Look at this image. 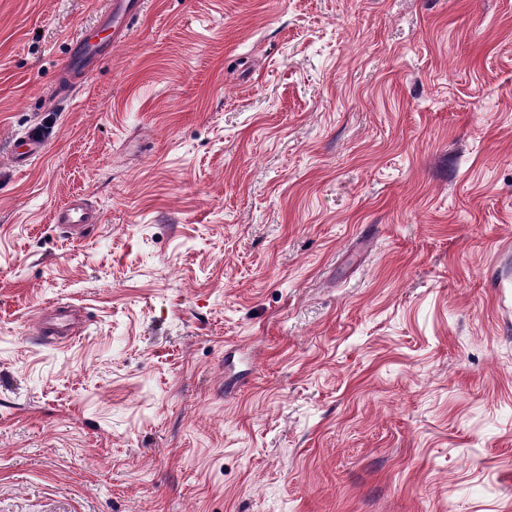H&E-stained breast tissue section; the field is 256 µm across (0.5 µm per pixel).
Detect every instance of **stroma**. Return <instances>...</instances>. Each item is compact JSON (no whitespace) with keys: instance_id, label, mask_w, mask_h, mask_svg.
Masks as SVG:
<instances>
[{"instance_id":"obj_1","label":"stroma","mask_w":512,"mask_h":512,"mask_svg":"<svg viewBox=\"0 0 512 512\" xmlns=\"http://www.w3.org/2000/svg\"><path fill=\"white\" fill-rule=\"evenodd\" d=\"M102 7L0 0V512H512V0H148L49 103ZM107 43L84 33L73 36L68 41L64 63L58 72L57 88L62 94L71 92L75 80L85 77L98 64L107 51ZM19 139L20 141L12 151L11 157L16 165L26 167L42 153L44 146L41 141L28 136H21ZM51 223L56 225L64 237L77 238L89 233L99 224V215L92 205L78 198L57 207ZM60 310H54L49 315H40L36 324L41 336H70L71 323Z\"/></svg>"}]
</instances>
